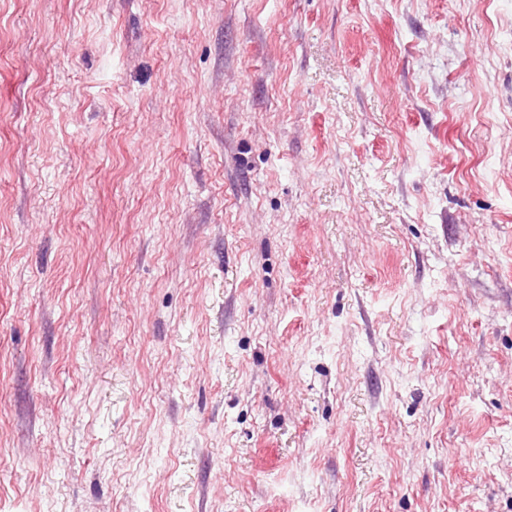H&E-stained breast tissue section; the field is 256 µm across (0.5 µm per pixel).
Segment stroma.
Masks as SVG:
<instances>
[{
  "label": "stroma",
  "mask_w": 512,
  "mask_h": 512,
  "mask_svg": "<svg viewBox=\"0 0 512 512\" xmlns=\"http://www.w3.org/2000/svg\"><path fill=\"white\" fill-rule=\"evenodd\" d=\"M0 512H512V0H0Z\"/></svg>",
  "instance_id": "35a3bbf8"
}]
</instances>
